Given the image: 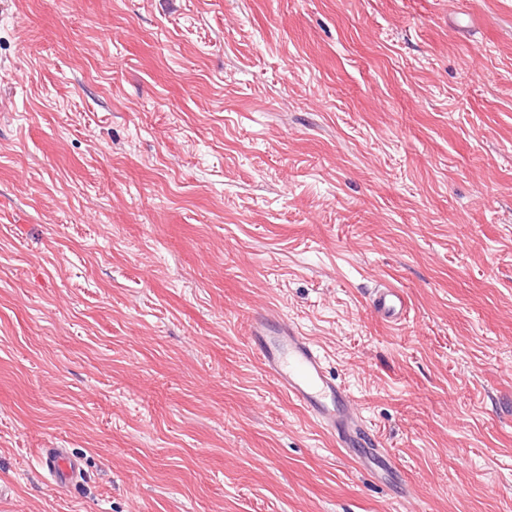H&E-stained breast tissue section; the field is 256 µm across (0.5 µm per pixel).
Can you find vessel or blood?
I'll return each mask as SVG.
<instances>
[{
	"instance_id": "vessel-or-blood-1",
	"label": "vessel or blood",
	"mask_w": 512,
	"mask_h": 512,
	"mask_svg": "<svg viewBox=\"0 0 512 512\" xmlns=\"http://www.w3.org/2000/svg\"><path fill=\"white\" fill-rule=\"evenodd\" d=\"M375 314L387 323L401 324L407 301L401 290L385 287L370 299ZM251 342L260 355L266 374L288 397L298 402L346 451L354 453L364 467L389 472L390 458L371 448V434L348 389L338 382L317 344L288 321L271 322L255 316ZM40 465L57 487L67 488L82 476L79 458L65 448H44Z\"/></svg>"
}]
</instances>
